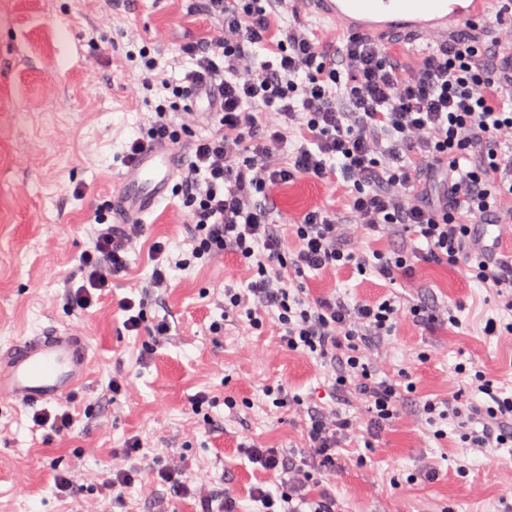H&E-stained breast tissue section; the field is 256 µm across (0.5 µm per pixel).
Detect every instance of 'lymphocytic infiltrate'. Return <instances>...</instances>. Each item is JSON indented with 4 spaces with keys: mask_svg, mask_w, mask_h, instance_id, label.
Masks as SVG:
<instances>
[{
    "mask_svg": "<svg viewBox=\"0 0 512 512\" xmlns=\"http://www.w3.org/2000/svg\"><path fill=\"white\" fill-rule=\"evenodd\" d=\"M199 3L217 26L209 41L182 47L187 66L179 80H157V58L140 53L145 87L160 83L168 95L123 161L131 163L145 142L177 143L170 113L193 112L196 89L213 88L214 128L193 137L176 185L191 236L175 264L235 255L250 280L225 287L222 317L211 333H223L230 316L256 331L276 323L288 350L329 365L333 390L362 401L363 424L336 411H309L305 437L313 465L248 446L249 460L281 480L273 491L255 488L258 512H338L335 498L308 497L307 487L320 472L335 470L344 438H371L395 421L404 391L403 380L377 377L367 352L400 319L426 325L434 315L395 296L374 303L341 295L313 299L300 280L309 271L349 267L394 285L420 262H446L496 291L502 315L487 319L485 335H512V261L482 247L478 231L482 224H512V210L502 205L512 198V149L503 147L512 132V66L505 57L512 26H465L440 41L422 66L407 70L367 37L325 45L294 22L272 40L271 22L286 11L284 0ZM267 112L276 122H262ZM300 177L346 183L348 217L319 207L281 229L267 188ZM97 222L94 244L79 258L84 281L67 297L80 312L125 278L128 255L144 233L143 225L114 224L102 215ZM392 226L424 240L425 249L389 254L355 247L357 238ZM455 370L490 402L428 399L422 411L429 422L468 424L478 416L476 442L512 446V395L467 364Z\"/></svg>",
    "mask_w": 512,
    "mask_h": 512,
    "instance_id": "f902f5d3",
    "label": "lymphocytic infiltrate"
}]
</instances>
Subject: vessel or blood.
<instances>
[{"label":"vessel or blood","instance_id":"obj_1","mask_svg":"<svg viewBox=\"0 0 512 512\" xmlns=\"http://www.w3.org/2000/svg\"><path fill=\"white\" fill-rule=\"evenodd\" d=\"M316 16L343 31L367 37L392 31L410 34L447 31L451 26L478 23L491 0H306ZM177 162L164 144L145 146L122 174L112 201L121 223L141 224L167 199L176 178ZM91 363L84 333L47 328L21 336L0 349V399L19 407L62 401L80 387Z\"/></svg>","mask_w":512,"mask_h":512}]
</instances>
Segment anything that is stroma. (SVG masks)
Listing matches in <instances>:
<instances>
[{
  "label": "stroma",
  "instance_id": "1",
  "mask_svg": "<svg viewBox=\"0 0 512 512\" xmlns=\"http://www.w3.org/2000/svg\"><path fill=\"white\" fill-rule=\"evenodd\" d=\"M211 35L194 0H0V347L50 326L81 328L92 345L83 386L66 403L48 406L71 410L69 434L37 426L33 408L0 402V512H81L82 502L55 486L65 471L110 512L112 495L98 478L111 465L141 474L121 491L126 512H198L199 489L231 497L239 512H256L251 492L266 476L243 443L300 459L314 454L302 414L275 407L267 385L284 386L308 407L363 413L358 399H337L329 366L281 346L276 326L254 331L231 318L223 335L210 333L227 279L240 287L249 281L233 254L171 271L169 288L146 308L148 321H170L171 336L155 341L126 331L117 301L140 298L153 268L150 245L166 243L174 257L188 248L179 197L169 196L149 220L125 280L86 314L66 301L69 286L82 283L77 258L93 245V216L121 188L123 151L164 97L156 88L133 94L140 50L149 48L167 77L177 78L179 45ZM269 193L280 224L297 223L314 207L346 210L341 183L299 179ZM303 283L315 298L418 296L439 316L429 326L402 320L373 343V366L384 375L409 374L415 390L373 447L343 449L337 472L311 485V496H335L342 512H512V447H475L453 422L447 438L435 439L422 412L424 400L463 393L453 371L461 362L512 394V335L483 334L486 318L498 314L495 293L434 262L419 263L393 287L351 268L314 271ZM450 309L461 327L446 321ZM116 380L123 392L113 401ZM200 392L211 401L203 416L190 410ZM228 396L236 407L225 406ZM133 436L142 449L131 456L124 448ZM155 461L179 469L190 495L175 497L153 482L148 466Z\"/></svg>",
  "mask_w": 512,
  "mask_h": 512
}]
</instances>
